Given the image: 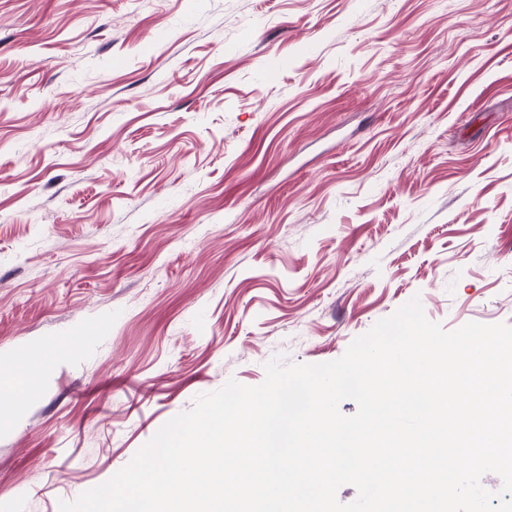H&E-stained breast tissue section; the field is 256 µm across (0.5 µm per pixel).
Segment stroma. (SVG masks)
<instances>
[{"label":"stroma","mask_w":512,"mask_h":512,"mask_svg":"<svg viewBox=\"0 0 512 512\" xmlns=\"http://www.w3.org/2000/svg\"><path fill=\"white\" fill-rule=\"evenodd\" d=\"M414 297L512 325V0H0V512Z\"/></svg>","instance_id":"35a3bbf8"}]
</instances>
